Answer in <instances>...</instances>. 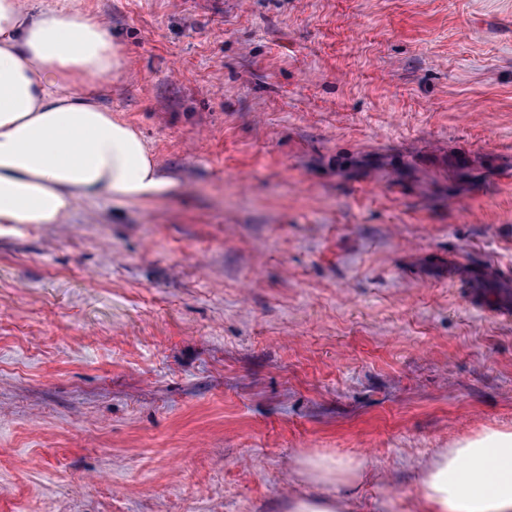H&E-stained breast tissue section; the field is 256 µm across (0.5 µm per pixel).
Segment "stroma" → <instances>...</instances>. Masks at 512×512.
Listing matches in <instances>:
<instances>
[{
	"instance_id": "35a3bbf8",
	"label": "stroma",
	"mask_w": 512,
	"mask_h": 512,
	"mask_svg": "<svg viewBox=\"0 0 512 512\" xmlns=\"http://www.w3.org/2000/svg\"><path fill=\"white\" fill-rule=\"evenodd\" d=\"M168 195L0 227V512H414L512 432V0H65ZM301 475L315 483H334L336 497L294 496L290 512H344L363 480L366 467L362 462L353 463L331 458H309L299 462Z\"/></svg>"
}]
</instances>
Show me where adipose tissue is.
Wrapping results in <instances>:
<instances>
[{
    "label": "adipose tissue",
    "instance_id": "ef3b65f1",
    "mask_svg": "<svg viewBox=\"0 0 512 512\" xmlns=\"http://www.w3.org/2000/svg\"><path fill=\"white\" fill-rule=\"evenodd\" d=\"M124 65L98 18L61 0H0V226L60 224L80 198L150 200L169 189L141 133L95 98ZM299 468L338 491L292 497L290 512H347L366 472L326 457ZM417 482L420 512H512V433L440 449Z\"/></svg>",
    "mask_w": 512,
    "mask_h": 512
}]
</instances>
